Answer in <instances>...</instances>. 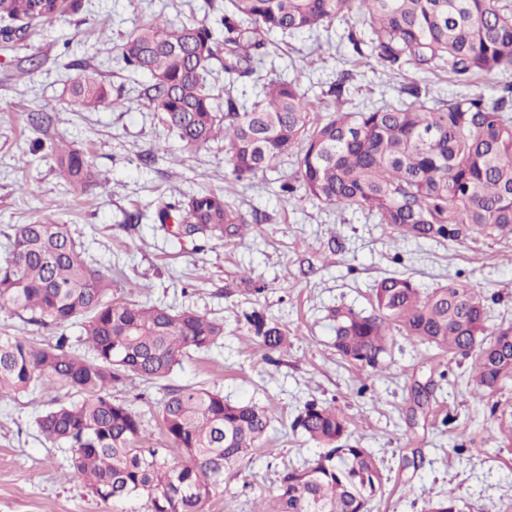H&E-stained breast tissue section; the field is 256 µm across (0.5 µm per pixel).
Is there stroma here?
Wrapping results in <instances>:
<instances>
[{
  "label": "stroma",
  "instance_id": "35a3bbf8",
  "mask_svg": "<svg viewBox=\"0 0 512 512\" xmlns=\"http://www.w3.org/2000/svg\"><path fill=\"white\" fill-rule=\"evenodd\" d=\"M224 0H82L81 9L0 40V249L10 228L50 220L66 225L89 263L107 268L112 298L141 305L193 308L223 320L224 341L207 353L185 356L166 383L139 378L112 388L144 420V440L162 437L157 402L164 385L202 386L230 400L263 407L269 433L240 470L225 474L205 512H253L275 494L276 470L299 466L316 452L293 431L306 400L340 408L351 422V443L373 450L386 479L372 512H425L431 496L454 491L464 512H512V380L484 396L461 385L468 359L449 356L395 336L381 370L342 361L333 347L331 308L371 313L372 288L385 277L411 278L428 290L464 280L487 299L488 329L512 323V237L469 231L454 241L399 239L377 218L332 206L296 191L293 159L272 166L249 184L232 180L223 142L187 147L151 111L139 92L148 78L123 67L115 48L138 25L162 16L176 25L216 23ZM105 29L107 46L95 45ZM360 17L335 21L329 45L315 33L269 35V68L300 77L319 100L316 120L328 118L330 83L340 71L352 79L354 101L416 84L448 96L451 73L414 69L389 77L373 57L359 54L349 31ZM40 64L30 68L29 57ZM83 73L106 84L108 102L95 110L72 106L68 80ZM52 112L48 131L31 128L27 115ZM81 148L105 186L71 193L58 178L48 149L57 139ZM41 149H34L35 141ZM189 194L221 193L243 214H257L245 240L175 236L154 222L172 187ZM140 214L136 224L129 214ZM249 283H242L241 275ZM263 311L288 330L287 349L265 360L239 324L243 311ZM429 386L427 405L413 390ZM75 395L48 377L29 393L0 396V512H146L142 499L99 500L65 476L68 449L39 433L36 419L54 401ZM420 458L419 467L409 459Z\"/></svg>",
  "mask_w": 512,
  "mask_h": 512
}]
</instances>
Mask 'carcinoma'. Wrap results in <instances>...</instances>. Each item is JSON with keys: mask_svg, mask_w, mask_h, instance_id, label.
I'll return each mask as SVG.
<instances>
[{"mask_svg": "<svg viewBox=\"0 0 512 512\" xmlns=\"http://www.w3.org/2000/svg\"><path fill=\"white\" fill-rule=\"evenodd\" d=\"M0 0V20L51 21L81 0ZM362 16L364 44L389 75L407 68L448 70L468 87L478 77L512 70V8L506 0H227L220 25L175 26L155 19L117 48L124 67L150 78L145 96L168 130L187 146L221 138L231 176L253 179L296 154L294 182L281 191L378 218L402 239H458L478 230L512 236V84L505 94L431 99L413 86L395 104L339 107L345 79L329 89L335 113L312 122L317 104L301 87L265 71L266 35L328 30L337 19ZM220 63L224 85L252 82L248 98L213 94L208 76ZM74 105L96 109L109 89L87 76L73 79ZM59 177L74 192L100 176L73 143L51 146ZM154 222L188 236L240 235L245 216L222 194H181L163 202ZM0 259V304L26 323L59 330L37 346L27 336L0 335V394L27 393L41 376L79 395L36 420L44 438L70 448L68 475L102 501L141 496L146 512H204L224 472L252 458L270 419L252 402H232L221 390L167 387L159 401L162 441L144 445V425L130 404L109 390L137 376L163 381L189 351H209L224 339V322L187 307L110 298L112 280L82 256L63 224H17ZM373 313L331 310L340 358L380 367L393 333L441 352L472 359L467 384L477 394L512 379V324L486 335L487 304L470 284L451 281L427 292L408 277L373 287ZM264 359L288 347V330L255 310L242 314ZM79 328L76 340L66 334ZM321 451L300 468L275 472L278 488L254 512H372L383 494L373 451L343 445L350 421L336 406L312 399L293 421ZM427 512H463L453 492L428 501Z\"/></svg>", "mask_w": 512, "mask_h": 512, "instance_id": "carcinoma-1", "label": "carcinoma"}]
</instances>
